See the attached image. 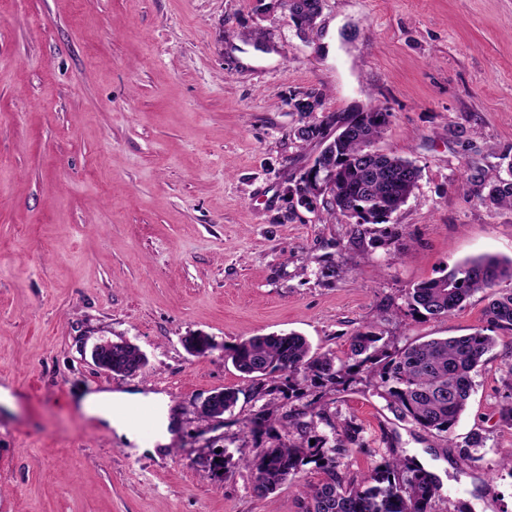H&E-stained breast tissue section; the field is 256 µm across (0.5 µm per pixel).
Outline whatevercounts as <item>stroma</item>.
Wrapping results in <instances>:
<instances>
[{"instance_id": "stroma-1", "label": "stroma", "mask_w": 512, "mask_h": 512, "mask_svg": "<svg viewBox=\"0 0 512 512\" xmlns=\"http://www.w3.org/2000/svg\"><path fill=\"white\" fill-rule=\"evenodd\" d=\"M267 2L0 0V512H303L299 482L252 494L245 460L282 429L244 428L263 402L225 347L296 332L341 357L369 324L398 347L484 326L483 293L441 319L410 314L407 294L466 259H512V209L461 187L504 175L512 150V0H324L308 40ZM307 92L315 122L392 112L377 147L421 176L389 223L289 217L288 185L319 151L293 137ZM197 333L215 344L202 356L184 347ZM102 338L139 347L144 374L97 370ZM511 379L503 331L453 428L484 437L468 465L370 377L304 392L361 429L337 459L347 479L414 457L443 484L433 512H512ZM131 386L180 410L164 456L80 409ZM226 388L233 410L200 421Z\"/></svg>"}]
</instances>
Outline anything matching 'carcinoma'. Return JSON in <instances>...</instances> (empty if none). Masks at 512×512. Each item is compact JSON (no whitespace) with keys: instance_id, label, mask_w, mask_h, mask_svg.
I'll list each match as a JSON object with an SVG mask.
<instances>
[{"instance_id":"carcinoma-1","label":"carcinoma","mask_w":512,"mask_h":512,"mask_svg":"<svg viewBox=\"0 0 512 512\" xmlns=\"http://www.w3.org/2000/svg\"><path fill=\"white\" fill-rule=\"evenodd\" d=\"M277 2L299 30L323 6V0ZM389 116V109L380 106L376 112H353L341 120L326 115L318 123L297 127L296 140L321 144L331 137L328 129L336 124L343 122L350 127L314 160L335 174V189L322 202L317 221H340L367 205L371 219L365 223L386 224L413 195L420 178L418 167L391 153L369 154L388 126ZM507 171V179L487 183L471 176L464 185L483 205L512 209L511 161ZM505 279L512 280V259L478 256L439 277L417 283L408 292V308L413 315L446 317L462 308L472 295L485 292L488 328L512 332V291L495 290ZM381 340L375 326L359 328L350 338L345 361L331 352H312L307 340L294 332L248 336L226 352L246 377L264 380L286 374L290 387L300 376L315 388L333 389L363 372L384 389L387 406L397 418L443 438L448 447L456 449L460 460H478L475 452L482 445L481 434L474 432L459 443L452 438V429L467 407L473 390L472 374L495 349L497 338L480 327L468 335L414 341L402 347L381 346ZM237 401V392L226 389L200 415L209 419L220 407L226 412L232 410ZM316 417L330 428L331 435L311 441L306 438L311 423L295 418L288 420V429L274 443L255 449L253 459L246 461L255 470V497L264 499L285 482L296 480L302 467L313 462L324 477L317 484H301L304 512H431L432 502L441 491L434 473L413 457L390 458L374 466L361 481H348L336 469V456L361 447L360 430L347 421L338 425L324 412L316 413Z\"/></svg>"}]
</instances>
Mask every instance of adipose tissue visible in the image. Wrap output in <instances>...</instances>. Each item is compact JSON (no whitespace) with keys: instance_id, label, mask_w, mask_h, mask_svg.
Instances as JSON below:
<instances>
[{"instance_id":"ef3b65f1","label":"adipose tissue","mask_w":512,"mask_h":512,"mask_svg":"<svg viewBox=\"0 0 512 512\" xmlns=\"http://www.w3.org/2000/svg\"><path fill=\"white\" fill-rule=\"evenodd\" d=\"M82 409L98 418L105 426L114 431L125 442L140 446L142 451L155 452L157 446L169 445L174 436L176 421L170 412L172 402L163 394L143 393L136 389L92 392L81 400ZM149 407L154 424L151 440H143L139 425L133 421L130 409Z\"/></svg>"}]
</instances>
